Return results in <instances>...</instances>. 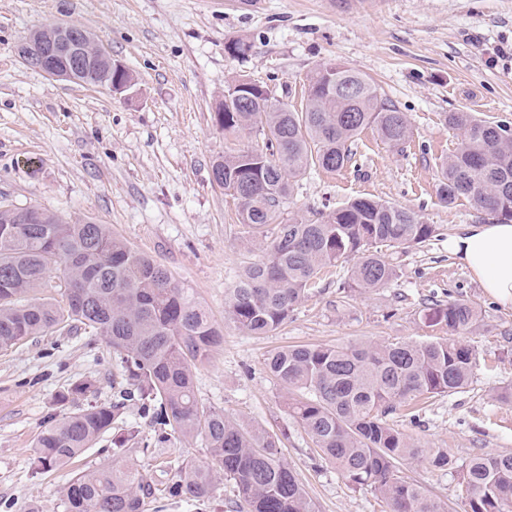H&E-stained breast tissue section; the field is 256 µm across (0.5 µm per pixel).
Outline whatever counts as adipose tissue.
Returning <instances> with one entry per match:
<instances>
[{
  "label": "adipose tissue",
  "mask_w": 512,
  "mask_h": 512,
  "mask_svg": "<svg viewBox=\"0 0 512 512\" xmlns=\"http://www.w3.org/2000/svg\"><path fill=\"white\" fill-rule=\"evenodd\" d=\"M448 250L490 297L512 309V223L458 225Z\"/></svg>",
  "instance_id": "adipose-tissue-1"
}]
</instances>
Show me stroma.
<instances>
[{
  "instance_id": "obj_1",
  "label": "stroma",
  "mask_w": 512,
  "mask_h": 512,
  "mask_svg": "<svg viewBox=\"0 0 512 512\" xmlns=\"http://www.w3.org/2000/svg\"><path fill=\"white\" fill-rule=\"evenodd\" d=\"M69 22L131 71L130 94L54 79L19 57L34 31ZM234 39L249 43L243 57L226 52ZM330 61L374 81L405 113L412 135L394 147L365 129L347 167L307 171L287 212L313 219L365 197L413 209L434 233L398 253V274L385 287L341 291L348 267L330 268L284 324L249 336L226 318L225 297L245 262L262 252L240 235L237 205L214 182L212 166L225 151L258 149L263 139L223 132L214 115L226 82L239 76L301 108L307 75ZM459 111L512 126V0H0V205L110 225L191 289L224 334L194 371L199 401L278 435L316 512L389 506L351 487L291 418L286 390L266 369L286 345L455 337L478 351L469 386L429 400L416 419L396 414L389 422L460 463L512 452V402L497 397L512 385V309L488 297L448 252L456 225L486 214L465 198L444 205L436 193L441 161L461 144L445 117ZM450 299L478 307L476 330L452 335L424 326L420 311ZM83 379L95 384L92 400L111 402L121 368L103 337L53 329L0 350V512H63L60 490L73 474L111 463L107 433L73 463L32 473L45 420L72 409L59 393ZM127 460L156 488L161 512L230 510L228 481L200 502L175 491L178 466L207 463L202 442L173 439ZM407 474L452 512H467L459 470L420 459Z\"/></svg>"
}]
</instances>
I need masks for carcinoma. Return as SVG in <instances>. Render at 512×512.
Listing matches in <instances>:
<instances>
[{"instance_id":"obj_1","label":"carcinoma","mask_w":512,"mask_h":512,"mask_svg":"<svg viewBox=\"0 0 512 512\" xmlns=\"http://www.w3.org/2000/svg\"><path fill=\"white\" fill-rule=\"evenodd\" d=\"M107 86L112 71L95 61L81 76ZM305 109L269 107L263 94L227 83L215 112L226 133L250 130L261 150L224 153L213 173L227 196H238L240 234L271 227L263 258L245 263L227 294L225 313L239 330L265 335L316 284L323 270L350 265L345 288H382L397 265L382 252L419 245L433 227L407 208L356 198L316 220L282 218L297 178L311 168L340 171L350 162L359 133L373 127L389 145L411 137L405 113L384 100L363 74L327 62L307 77ZM446 123L463 132L462 146L440 168L437 196L450 206L469 198L478 208L512 220V127L450 112ZM25 216L0 209V349L57 327L104 337L117 356L124 386L110 404L87 403L50 418L37 435L33 473L81 456L108 431L112 463L76 473L62 488L64 512H147L154 488L123 462L139 431L117 429L122 410L137 405L154 436L144 447L176 438L201 440L210 462L176 471V487L189 501L213 495L216 475L232 484L237 512H315L296 472L280 457L277 435L204 407L194 369L209 360L224 336L201 304L156 259L140 253L105 224H72L37 206ZM64 283V300L27 294ZM477 308L463 300L424 309L428 327L463 333L477 323ZM474 347L451 338L392 344L282 347L266 367L288 393L291 416L354 487L378 493L390 512H448L405 474L424 449L390 425L388 416L417 399L459 393L471 381ZM438 469H461L468 512H512V453H480L462 465L443 449L430 453Z\"/></svg>"}]
</instances>
